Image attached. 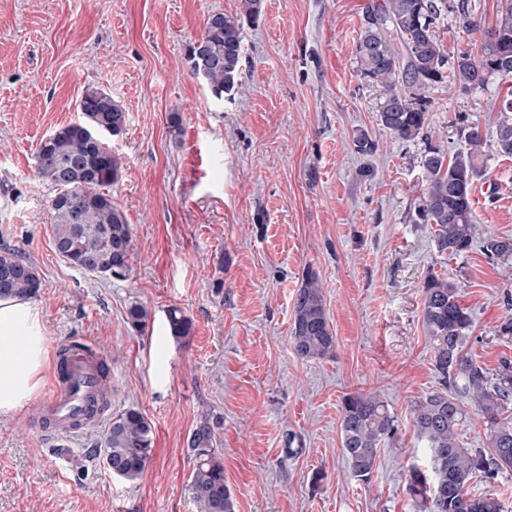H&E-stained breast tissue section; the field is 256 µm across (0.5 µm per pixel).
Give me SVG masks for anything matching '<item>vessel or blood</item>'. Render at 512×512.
<instances>
[{"instance_id":"vessel-or-blood-1","label":"vessel or blood","mask_w":512,"mask_h":512,"mask_svg":"<svg viewBox=\"0 0 512 512\" xmlns=\"http://www.w3.org/2000/svg\"><path fill=\"white\" fill-rule=\"evenodd\" d=\"M102 358L87 344L68 343L57 350L56 383L39 402L41 431L62 436L100 423L111 398L99 387Z\"/></svg>"}]
</instances>
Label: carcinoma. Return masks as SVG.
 Segmentation results:
<instances>
[{"label":"carcinoma","mask_w":512,"mask_h":512,"mask_svg":"<svg viewBox=\"0 0 512 512\" xmlns=\"http://www.w3.org/2000/svg\"><path fill=\"white\" fill-rule=\"evenodd\" d=\"M480 4L458 0L456 17L462 28L479 33L480 55L464 51L449 58L436 32L438 20L448 13V0H380L367 7L357 44L360 75L381 89L377 119L383 130L403 141L427 136L426 93L448 79L465 92L485 88L492 79L508 86L496 104L501 118L493 144L485 142L479 128L462 125V145L449 151L430 145L421 158L424 190L416 210L417 223L430 226L437 250L460 257L480 242L491 262L512 260V237L478 233L472 192L487 172L489 150L512 156V0L506 3L494 26L477 21ZM262 0H241L236 16H208L197 38L201 49L190 45L188 60L194 74L212 95L222 98L233 90L243 54L242 19L255 20ZM78 121L54 130L36 152V177L56 188L49 200L51 235L55 251L86 273L121 275L129 268L133 250L130 224L113 202L100 191L116 181L117 159L108 138L121 133L126 113L112 96L88 88L80 100ZM79 196L81 220L75 221L64 199ZM41 288L37 267L13 250L0 251V297L33 298ZM128 322L142 330L149 312L141 304L127 310ZM172 335H189L191 323L177 309L168 313ZM422 324L428 339L430 361L439 388L411 408L417 440L430 450L426 469L410 472L407 489L420 497L426 512H505L492 495L473 496L468 485L477 478L493 480L512 469V359H504L489 374L464 353L473 318L461 304L458 288L445 278L429 275L422 286ZM291 343L304 360L324 359L336 349V336L323 303L316 274L308 271L293 306ZM469 400L484 420L487 449L467 448L460 430L467 420L463 401ZM397 424L388 404L361 392L341 402V448L353 478L367 482L379 448L391 441ZM153 431L145 416L127 409L112 418L97 449L108 468L125 480L137 479L150 460ZM214 426L204 421L189 440L196 452L190 490L201 512H234L224 464L217 456Z\"/></svg>","instance_id":"1"}]
</instances>
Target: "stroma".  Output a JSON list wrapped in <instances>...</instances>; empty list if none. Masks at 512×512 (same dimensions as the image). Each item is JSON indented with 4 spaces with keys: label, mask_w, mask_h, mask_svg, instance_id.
Segmentation results:
<instances>
[{
    "label": "stroma",
    "mask_w": 512,
    "mask_h": 512,
    "mask_svg": "<svg viewBox=\"0 0 512 512\" xmlns=\"http://www.w3.org/2000/svg\"><path fill=\"white\" fill-rule=\"evenodd\" d=\"M374 2L263 0L243 24L237 83L218 99L187 48L240 0H0V250L39 271L48 349L94 346L112 369L113 413L139 410L153 427L151 459L128 481L92 453L104 425L46 438L27 402L0 419V512H199L188 439L208 416L235 512H423L407 490L411 467L429 463L411 407L438 380L421 287L431 274L457 286L474 319L464 351L491 372L512 359L495 335L512 313V261L438 252L416 221L421 157L461 123L494 140L501 92L446 81L429 94L428 140L382 130L380 89L356 52ZM89 87L127 117L109 140L119 175L108 192L134 244L121 277L56 254L55 190L35 177L37 145L78 120ZM363 135L373 152L356 150ZM473 210L483 230L512 236V157L490 155ZM308 270L336 337L333 356L311 361L290 340ZM134 303L150 314L140 332ZM174 307L191 321L181 339ZM354 392L378 395L398 425L366 483L340 447L341 400Z\"/></svg>",
    "instance_id": "obj_1"
}]
</instances>
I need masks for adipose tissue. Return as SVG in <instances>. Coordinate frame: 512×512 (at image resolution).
Here are the masks:
<instances>
[{"label": "adipose tissue", "instance_id": "adipose-tissue-1", "mask_svg": "<svg viewBox=\"0 0 512 512\" xmlns=\"http://www.w3.org/2000/svg\"><path fill=\"white\" fill-rule=\"evenodd\" d=\"M47 355L33 302L0 298V418L16 413L40 388Z\"/></svg>", "mask_w": 512, "mask_h": 512}]
</instances>
